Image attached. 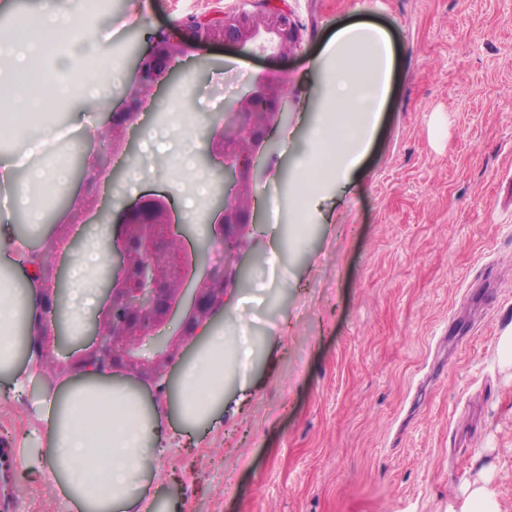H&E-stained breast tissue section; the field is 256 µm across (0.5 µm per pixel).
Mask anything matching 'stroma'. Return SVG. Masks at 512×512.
<instances>
[{
  "label": "stroma",
  "instance_id": "obj_1",
  "mask_svg": "<svg viewBox=\"0 0 512 512\" xmlns=\"http://www.w3.org/2000/svg\"><path fill=\"white\" fill-rule=\"evenodd\" d=\"M106 52L121 81L103 84L122 111L149 33L193 15L254 10L258 0H111ZM292 52L210 45L177 58L178 82L143 96L127 138L98 162L93 134L59 145L82 166L47 207L42 244L68 267L88 235L130 198L115 181L150 128L196 145L226 100L265 74L280 78V115L257 148L258 220L242 278L216 314L261 340L245 384H228L224 425L169 446L149 476L166 512H464L477 488L512 512V0H287ZM366 20L397 47L388 100L350 184L328 186L298 252L288 250L293 167L319 114L324 48ZM141 195L166 197L195 255L210 208L188 210L170 159L155 157ZM55 370L38 390L0 393V444L17 457L8 512H69L41 463L38 403L69 380L60 364L89 343L65 317Z\"/></svg>",
  "mask_w": 512,
  "mask_h": 512
}]
</instances>
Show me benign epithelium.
I'll list each match as a JSON object with an SVG mask.
<instances>
[{
	"label": "benign epithelium",
	"instance_id": "7a95c632",
	"mask_svg": "<svg viewBox=\"0 0 512 512\" xmlns=\"http://www.w3.org/2000/svg\"><path fill=\"white\" fill-rule=\"evenodd\" d=\"M258 12L239 10L192 16L173 29H162L150 36L151 50L139 64L140 81L127 100L125 110L114 112L97 140L106 143L99 152L109 157V147L120 138L136 117L141 93L171 79L175 58L188 47L199 49L211 43L243 48L263 34L280 52L297 46L299 29L286 0H262ZM281 97L278 77H265L253 89L229 100L220 119L221 129L208 143V154L223 166V182L233 193L220 196L210 223L205 250H220L224 265H207L204 278L194 288L190 310L182 325V336L198 335L216 311L224 307V296L233 284L229 270L235 267L245 244V234L256 223L252 173L257 162L254 146L265 138L268 124L275 117ZM118 227L106 246L115 265L104 271L101 283L109 286V299L89 329L95 336L74 361L61 369L76 374L89 371H124L151 377L165 371L176 341H165L149 364L137 355L139 343L157 336L178 309L188 274L189 258L177 241L172 211L163 198L143 196L122 210ZM43 285L42 319L59 311L60 288L51 263L36 266Z\"/></svg>",
	"mask_w": 512,
	"mask_h": 512
}]
</instances>
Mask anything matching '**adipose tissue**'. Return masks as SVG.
<instances>
[{
  "mask_svg": "<svg viewBox=\"0 0 512 512\" xmlns=\"http://www.w3.org/2000/svg\"><path fill=\"white\" fill-rule=\"evenodd\" d=\"M110 31L87 28L68 0H35L21 24L0 27V98L19 109L0 113V139L14 150L0 156V376L21 392L27 378L19 369L21 328L39 317L42 286L38 262L27 234L44 228L46 205L68 182L67 160L49 146L89 118L84 104L96 101L100 83L112 70L93 73L91 82L73 86L59 74L72 60L99 57ZM331 65L323 74L319 120L307 130V150L295 165L293 217L303 223L315 215L329 184L348 185L368 151L386 104L395 65V48L380 27L355 23L339 28L329 40ZM58 102L74 103L68 125L30 132L29 112ZM38 165H30L31 157ZM28 231L20 233L15 215ZM111 260L101 235H92L68 268L70 297L65 315L79 319L96 308L97 273ZM257 339L223 325L209 327L182 360L166 406L149 403L130 383L92 374L48 391L41 401L47 448L45 463L75 512H158L159 502H145L144 481L164 448L162 418H176L189 432L213 427L224 410L226 385L237 369L252 361Z\"/></svg>",
  "mask_w": 512,
  "mask_h": 512,
  "instance_id": "1",
  "label": "adipose tissue"
}]
</instances>
